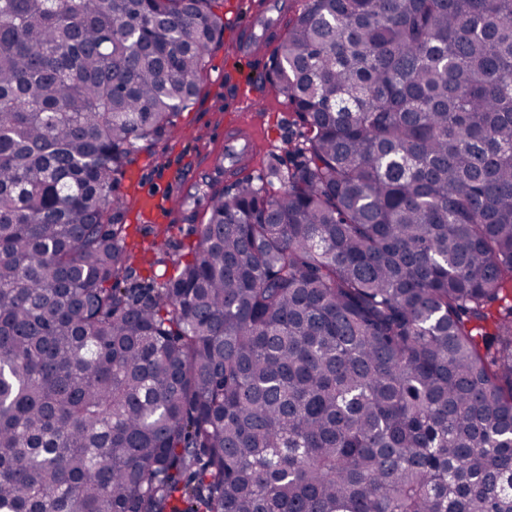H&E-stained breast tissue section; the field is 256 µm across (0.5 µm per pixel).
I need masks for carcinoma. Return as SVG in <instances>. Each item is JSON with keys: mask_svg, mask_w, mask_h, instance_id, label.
<instances>
[{"mask_svg": "<svg viewBox=\"0 0 512 512\" xmlns=\"http://www.w3.org/2000/svg\"><path fill=\"white\" fill-rule=\"evenodd\" d=\"M218 0H0V512H512V0H307L266 193L139 281L116 190Z\"/></svg>", "mask_w": 512, "mask_h": 512, "instance_id": "obj_1", "label": "carcinoma"}]
</instances>
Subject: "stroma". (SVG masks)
<instances>
[{
  "label": "stroma",
  "mask_w": 512,
  "mask_h": 512,
  "mask_svg": "<svg viewBox=\"0 0 512 512\" xmlns=\"http://www.w3.org/2000/svg\"><path fill=\"white\" fill-rule=\"evenodd\" d=\"M250 0H224L222 14L224 31L216 42L206 70L199 81L196 102L189 112L183 113L169 139L142 148L127 165L119 184V191L126 195L128 236L126 242L143 279L160 278L164 266L155 262L148 244L158 236L167 237L174 252L186 253L194 237L182 222L181 211L172 212L166 221L138 220V203L133 200L138 184H145L161 191H175L182 198L183 208L190 207V195L200 183L203 172L197 161L219 150L218 132L234 119L233 113L224 108V97L229 80L244 81L257 104L251 120L258 125L266 143L257 157L255 175L267 178L269 191L280 188L279 182L269 180L271 169L285 168L288 164V141L295 135L297 126L284 98L270 84L261 83L263 60L236 59L232 30L235 24L248 18Z\"/></svg>",
  "instance_id": "35a3bbf8"
}]
</instances>
